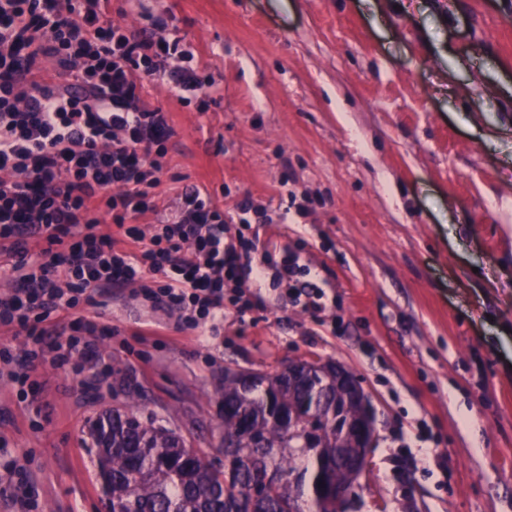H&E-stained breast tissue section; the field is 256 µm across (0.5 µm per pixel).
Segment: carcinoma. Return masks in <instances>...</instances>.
Wrapping results in <instances>:
<instances>
[{
	"label": "carcinoma",
	"mask_w": 512,
	"mask_h": 512,
	"mask_svg": "<svg viewBox=\"0 0 512 512\" xmlns=\"http://www.w3.org/2000/svg\"><path fill=\"white\" fill-rule=\"evenodd\" d=\"M222 452L239 461L231 473L214 468L178 432L114 408L88 436L110 512H332L344 479L343 448L289 449L277 411L296 410L316 422L336 405V388L319 377L288 389V375L224 380Z\"/></svg>",
	"instance_id": "carcinoma-1"
}]
</instances>
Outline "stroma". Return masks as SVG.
I'll use <instances>...</instances> for the list:
<instances>
[{"label":"stroma","instance_id":"stroma-1","mask_svg":"<svg viewBox=\"0 0 512 512\" xmlns=\"http://www.w3.org/2000/svg\"><path fill=\"white\" fill-rule=\"evenodd\" d=\"M107 16L179 39L216 89H144L177 131L160 205L207 191L260 252L299 253L323 309L247 269L259 303L214 333L98 296L110 393L47 367L31 401L0 378V446L34 512H104L87 432L115 406L223 467L225 371L311 355L375 409L352 512H512V0H110Z\"/></svg>","mask_w":512,"mask_h":512}]
</instances>
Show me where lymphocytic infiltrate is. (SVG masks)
<instances>
[{"mask_svg": "<svg viewBox=\"0 0 512 512\" xmlns=\"http://www.w3.org/2000/svg\"><path fill=\"white\" fill-rule=\"evenodd\" d=\"M105 10V0H0V254L11 260L0 333L23 340L21 357L0 349V377L22 390L37 365L79 375L89 361L88 387L109 386L99 349L113 329L87 313L106 288H127L183 331L217 330L225 307L242 316L256 298L239 272L258 238L198 188L183 187L173 210L156 202L176 131L163 107L142 105L143 82L180 95L213 87L178 41L112 24ZM275 270L283 299L319 309L297 252Z\"/></svg>", "mask_w": 512, "mask_h": 512, "instance_id": "1", "label": "lymphocytic infiltrate"}]
</instances>
